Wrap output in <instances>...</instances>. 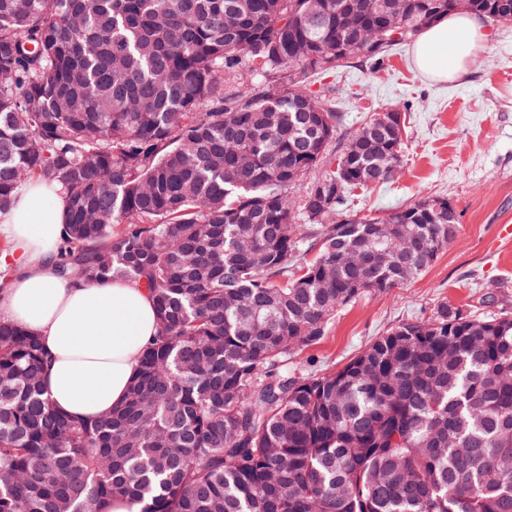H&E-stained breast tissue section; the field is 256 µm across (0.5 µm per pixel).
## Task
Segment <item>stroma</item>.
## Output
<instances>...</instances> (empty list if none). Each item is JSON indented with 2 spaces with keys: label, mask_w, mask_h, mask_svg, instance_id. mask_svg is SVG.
Wrapping results in <instances>:
<instances>
[{
  "label": "stroma",
  "mask_w": 512,
  "mask_h": 512,
  "mask_svg": "<svg viewBox=\"0 0 512 512\" xmlns=\"http://www.w3.org/2000/svg\"><path fill=\"white\" fill-rule=\"evenodd\" d=\"M484 45L456 80L435 82L414 64V40L379 66L353 59L313 77L341 103L346 143L365 114H406L407 149L393 181L361 195L358 215L377 216L425 198H445L458 215L454 239L415 280L339 311L320 343L299 351L317 369L343 366L399 324L446 303L478 312L512 311V23H484Z\"/></svg>",
  "instance_id": "stroma-1"
}]
</instances>
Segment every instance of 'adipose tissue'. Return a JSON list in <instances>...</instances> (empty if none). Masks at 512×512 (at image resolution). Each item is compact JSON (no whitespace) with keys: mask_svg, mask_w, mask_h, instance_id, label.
<instances>
[{"mask_svg":"<svg viewBox=\"0 0 512 512\" xmlns=\"http://www.w3.org/2000/svg\"><path fill=\"white\" fill-rule=\"evenodd\" d=\"M484 38L475 16L448 15L421 31L415 63L438 80L459 76ZM64 209L51 187L32 182L0 214V227L20 252L17 271L0 289V316L40 336L50 352L44 390L52 406L91 421L123 403L156 332V311L136 283L86 285L58 275L52 255Z\"/></svg>","mask_w":512,"mask_h":512,"instance_id":"1","label":"adipose tissue"}]
</instances>
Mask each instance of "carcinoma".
<instances>
[{
  "label": "carcinoma",
  "instance_id": "cac0c4a2",
  "mask_svg": "<svg viewBox=\"0 0 512 512\" xmlns=\"http://www.w3.org/2000/svg\"><path fill=\"white\" fill-rule=\"evenodd\" d=\"M512 0H0V214L59 188L58 273L135 281L157 332L94 422L44 397L49 354L0 317V512H512V312L443 303L335 370L292 357L336 311L420 275L448 200L356 217L403 139L339 150L311 75ZM319 169L301 198L295 183Z\"/></svg>",
  "mask_w": 512,
  "mask_h": 512
}]
</instances>
